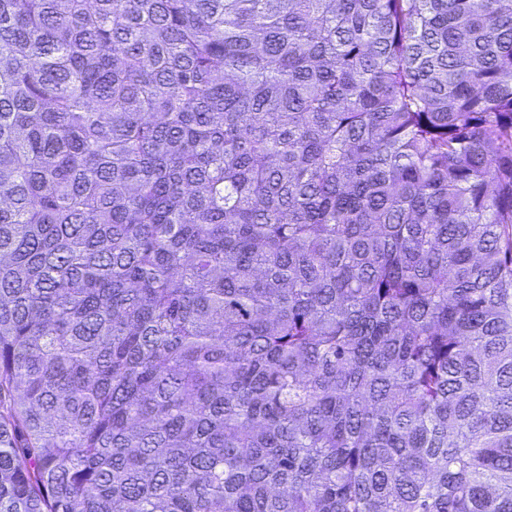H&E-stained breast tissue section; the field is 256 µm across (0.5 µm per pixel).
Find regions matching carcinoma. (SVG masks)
<instances>
[{"instance_id": "obj_1", "label": "carcinoma", "mask_w": 512, "mask_h": 512, "mask_svg": "<svg viewBox=\"0 0 512 512\" xmlns=\"http://www.w3.org/2000/svg\"><path fill=\"white\" fill-rule=\"evenodd\" d=\"M0 512H512V0H0Z\"/></svg>"}]
</instances>
